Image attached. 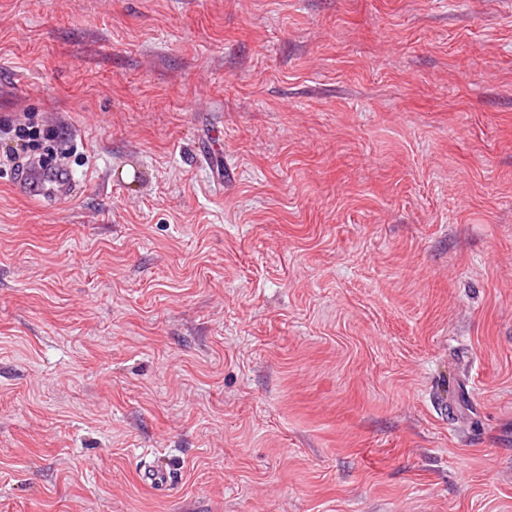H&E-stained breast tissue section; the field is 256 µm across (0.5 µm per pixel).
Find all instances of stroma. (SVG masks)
Instances as JSON below:
<instances>
[{
    "label": "stroma",
    "mask_w": 512,
    "mask_h": 512,
    "mask_svg": "<svg viewBox=\"0 0 512 512\" xmlns=\"http://www.w3.org/2000/svg\"><path fill=\"white\" fill-rule=\"evenodd\" d=\"M0 66L79 183L0 165V512H512V0H0ZM199 162H205L216 177L228 181L233 176L227 165L224 166L223 154L219 153L209 140L202 142L196 153ZM65 168L60 167L58 173L52 177V180L45 175L44 170L28 169L23 178L17 182L16 189L25 196H53L54 199L67 200L76 192L74 180L66 173ZM46 182L54 184L53 191H47L44 188Z\"/></svg>",
    "instance_id": "stroma-1"
}]
</instances>
